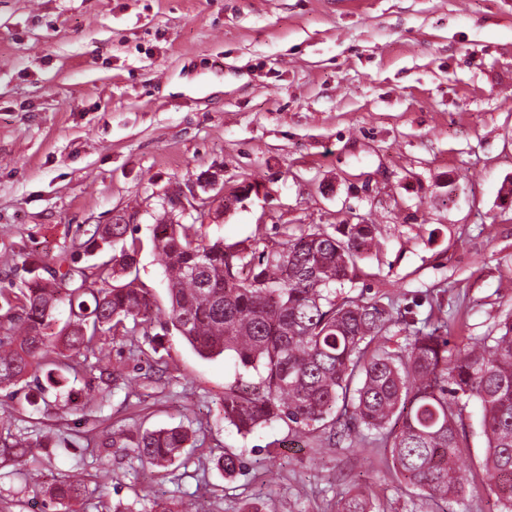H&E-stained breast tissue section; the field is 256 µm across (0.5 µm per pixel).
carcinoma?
Segmentation results:
<instances>
[{"mask_svg":"<svg viewBox=\"0 0 512 512\" xmlns=\"http://www.w3.org/2000/svg\"><path fill=\"white\" fill-rule=\"evenodd\" d=\"M198 223L182 224L163 213L152 244L169 272L164 329L175 330L204 359L225 354L257 381L239 380L224 390V422L240 434L277 422L294 433L323 427L350 440L362 430L390 450L400 483L417 497L455 512L469 486H486L499 512H512V313L487 336L450 346L440 327L418 329L390 346L386 331L400 322L380 301L346 296L336 285L378 244L374 224H340L289 235L271 247L237 249L221 238L205 240L207 197L188 202ZM128 224L96 227L85 244L125 240ZM136 239L88 274L79 267L34 278L16 291L0 289L8 327L0 336V390L42 372L59 387L71 369L67 354L96 352L102 337L127 336L155 323L152 294L134 281L114 285L137 263ZM68 320L52 333L59 308ZM476 399L486 438L482 472L466 474L470 454L467 401ZM182 425L112 437L159 468L189 447ZM30 444L16 438L0 452L21 459ZM216 467L231 477L240 456L224 452ZM84 483L72 475L45 493L40 512H77ZM337 512H376L359 493H347Z\"/></svg>","mask_w":512,"mask_h":512,"instance_id":"obj_1","label":"carcinoma"}]
</instances>
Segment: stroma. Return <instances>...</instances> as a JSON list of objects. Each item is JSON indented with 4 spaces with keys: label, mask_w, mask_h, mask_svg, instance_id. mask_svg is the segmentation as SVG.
I'll return each instance as SVG.
<instances>
[{
    "label": "stroma",
    "mask_w": 512,
    "mask_h": 512,
    "mask_svg": "<svg viewBox=\"0 0 512 512\" xmlns=\"http://www.w3.org/2000/svg\"><path fill=\"white\" fill-rule=\"evenodd\" d=\"M216 176L246 199L207 236L255 247L299 231L374 224L379 250L343 292L410 318L454 322L452 343L512 312V0H0V288L93 269L88 229L120 222L140 243L139 286L167 310L155 220ZM74 353L61 390L0 392V434L65 438L34 448L39 486L93 478L79 503L168 502L176 512H336L362 491L383 512L411 499L373 440L240 435L221 403L238 370L175 331L103 337ZM185 425L194 447L167 470L113 434ZM243 466L225 478L224 450ZM0 457V512H38Z\"/></svg>",
    "instance_id": "35a3bbf8"
}]
</instances>
